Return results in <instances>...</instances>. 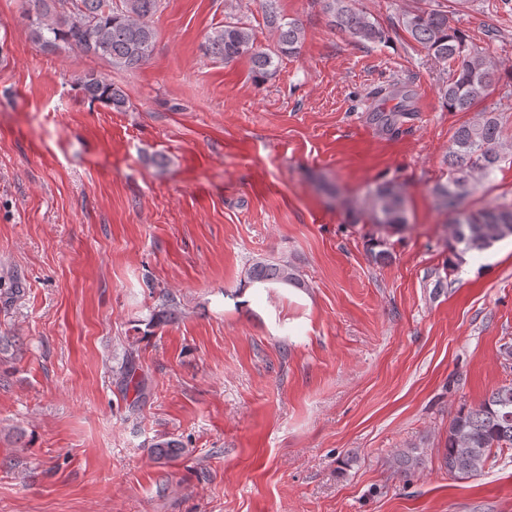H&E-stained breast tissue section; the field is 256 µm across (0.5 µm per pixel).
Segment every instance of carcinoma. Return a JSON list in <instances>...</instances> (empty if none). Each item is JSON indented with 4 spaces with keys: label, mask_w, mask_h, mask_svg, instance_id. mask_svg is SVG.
I'll list each match as a JSON object with an SVG mask.
<instances>
[{
    "label": "carcinoma",
    "mask_w": 512,
    "mask_h": 512,
    "mask_svg": "<svg viewBox=\"0 0 512 512\" xmlns=\"http://www.w3.org/2000/svg\"><path fill=\"white\" fill-rule=\"evenodd\" d=\"M162 0H23L29 20L30 36L42 51L63 48L103 59L114 67L132 70L145 62L154 50L155 32L149 18L156 14ZM325 12L333 27L348 33L360 43H379L385 38L377 20L356 7V0H324ZM267 26L275 39L272 49L256 44L251 30L241 23L226 22L205 39L204 54L228 63L246 57L255 76L265 78L276 72L275 61L298 53L304 30L288 21L268 5ZM398 27L420 44L434 64L449 68L440 92L449 110L466 112L475 101L487 96L503 64L472 45L451 26L448 6L437 0L427 7L407 10L398 17ZM82 99L116 111L126 110V93L104 76L89 72L75 84ZM502 126L498 115L486 112L482 120L460 127L448 151V182L435 189L437 205L448 210L451 252L457 260L467 253L481 254L496 243L512 237V203L478 212L463 208V201L478 184L490 178L498 168V147ZM373 223L385 229L407 225L404 199L400 190L389 184L379 186L370 198ZM246 278L252 284L304 287L303 281L286 262L260 259L249 266ZM173 300L157 305L151 321L161 324L173 319ZM133 351L116 371L125 387H133L137 398H144L147 379L136 373ZM512 449V383L491 391L474 408L460 411L448 425V441L442 463L458 479H470L482 473L492 454ZM181 441L163 438L150 446L158 462H169L183 453ZM416 448L398 453L394 464L406 473L421 464Z\"/></svg>",
    "instance_id": "1"
}]
</instances>
